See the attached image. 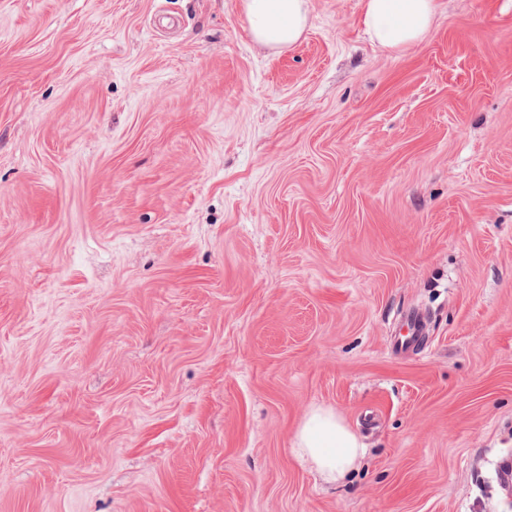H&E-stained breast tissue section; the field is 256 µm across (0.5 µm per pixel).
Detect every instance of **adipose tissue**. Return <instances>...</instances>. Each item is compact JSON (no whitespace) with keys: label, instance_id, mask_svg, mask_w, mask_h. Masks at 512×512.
<instances>
[{"label":"adipose tissue","instance_id":"adipose-tissue-1","mask_svg":"<svg viewBox=\"0 0 512 512\" xmlns=\"http://www.w3.org/2000/svg\"><path fill=\"white\" fill-rule=\"evenodd\" d=\"M361 23L386 50L420 43L429 32L437 0H361ZM256 43L270 49L295 44L310 24L309 0H244ZM297 458L326 483L342 481L360 463L365 448L344 418L331 407L310 409L294 435Z\"/></svg>","mask_w":512,"mask_h":512}]
</instances>
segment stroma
Instances as JSON below:
<instances>
[{
    "instance_id": "stroma-1",
    "label": "stroma",
    "mask_w": 512,
    "mask_h": 512,
    "mask_svg": "<svg viewBox=\"0 0 512 512\" xmlns=\"http://www.w3.org/2000/svg\"><path fill=\"white\" fill-rule=\"evenodd\" d=\"M360 2L0 0V512H512V0ZM253 40L269 49L295 44L310 24L309 0H244ZM361 23L382 49L400 50L420 43L429 32L437 0H362ZM402 330L405 333L397 341V348L402 350L415 347L423 341L427 334L425 316L417 310L409 311L402 319ZM297 458L326 483L342 481L365 455L358 435L332 407L310 409L294 435Z\"/></svg>"
}]
</instances>
